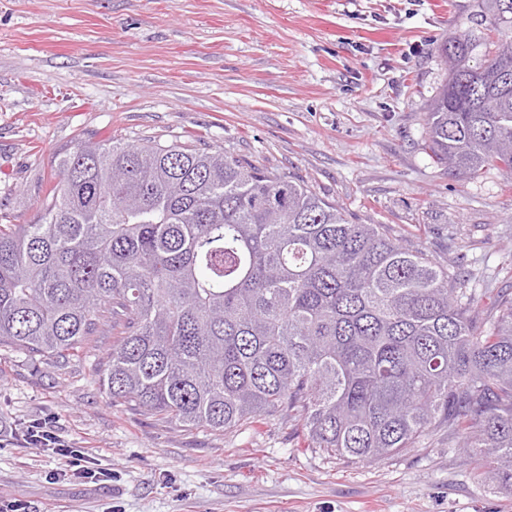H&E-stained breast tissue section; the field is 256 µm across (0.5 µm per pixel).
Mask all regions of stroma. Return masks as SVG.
<instances>
[{
    "instance_id": "obj_1",
    "label": "stroma",
    "mask_w": 512,
    "mask_h": 512,
    "mask_svg": "<svg viewBox=\"0 0 512 512\" xmlns=\"http://www.w3.org/2000/svg\"><path fill=\"white\" fill-rule=\"evenodd\" d=\"M477 0H0V216L27 224L56 154L92 136L181 141L303 181L357 224L512 299V176L436 163L424 114L448 71L437 48ZM90 353L0 347V431L53 418L114 478L0 443V503L27 512H512L447 429L351 463L312 448L302 418L226 432L112 401Z\"/></svg>"
}]
</instances>
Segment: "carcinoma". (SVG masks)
Instances as JSON below:
<instances>
[{"label":"carcinoma","mask_w":512,"mask_h":512,"mask_svg":"<svg viewBox=\"0 0 512 512\" xmlns=\"http://www.w3.org/2000/svg\"><path fill=\"white\" fill-rule=\"evenodd\" d=\"M438 47L431 157L512 174V0ZM495 98L497 109L483 103ZM31 224H0V345L77 356L108 327L115 401L182 427L298 415L374 461L446 428L512 489V300L482 295L289 175L185 143L80 138Z\"/></svg>","instance_id":"1"}]
</instances>
